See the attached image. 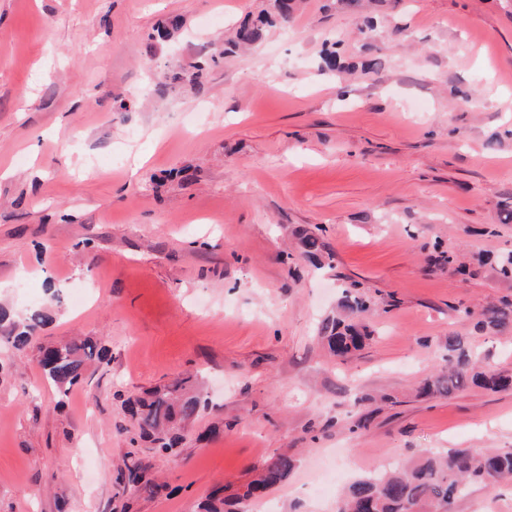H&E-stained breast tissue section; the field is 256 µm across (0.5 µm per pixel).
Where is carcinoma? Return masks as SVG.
<instances>
[{
  "label": "carcinoma",
  "mask_w": 512,
  "mask_h": 512,
  "mask_svg": "<svg viewBox=\"0 0 512 512\" xmlns=\"http://www.w3.org/2000/svg\"><path fill=\"white\" fill-rule=\"evenodd\" d=\"M292 0H270L269 9L241 23L231 46H254L262 42L273 25V18L286 23L292 17ZM211 64L204 59L192 65L190 74L180 66H171L165 79L171 86L195 82L198 72ZM304 257L321 265L332 254H324L323 244L312 234L301 239ZM371 315L368 300L354 288L342 292L336 315L326 318L319 337L328 351L345 358L359 350L369 337L366 320ZM477 327L499 333L512 326V302L491 304L478 313ZM45 311L37 308L21 321H12L0 329V343L15 349L26 348L36 332L48 323ZM446 364L425 379L419 391L424 396L451 395L471 385L491 391L512 386V377L490 369L481 370L472 361L464 340L448 337ZM109 363L108 351L86 338L79 343L50 346L41 351L40 365L46 376L63 396L77 385L85 368L93 363ZM206 405L202 391L190 380H177L143 392L127 401L126 410L132 427L141 439L155 444L159 452H167L179 443L178 429L190 423ZM295 468V460L279 455L266 462L260 473L229 497L209 496L200 512H246L233 510L263 497L279 486ZM512 477V452H477L471 448H451L443 456L428 455L403 469L381 475H367L354 480L346 489L338 512H453L456 501L466 496L474 485L493 489L502 480Z\"/></svg>",
  "instance_id": "cac0c4a2"
}]
</instances>
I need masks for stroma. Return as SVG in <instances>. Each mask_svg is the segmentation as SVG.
<instances>
[{
	"mask_svg": "<svg viewBox=\"0 0 512 512\" xmlns=\"http://www.w3.org/2000/svg\"><path fill=\"white\" fill-rule=\"evenodd\" d=\"M268 3L0 0V307L51 316L36 345L0 344V512H197L281 454L294 471L250 512H337L358 477L512 451V390L416 394L449 336L512 373V330L465 315L512 281L431 263L512 251V0H295L225 53ZM306 230L329 265L303 257ZM353 284L373 334L338 359L318 327ZM84 337L111 361L60 398L38 348ZM189 374L208 403L156 453L125 401ZM132 461L160 491L128 485ZM494 503L512 512V482L454 512ZM269 10H266L256 17L241 23L236 29L235 37L230 41L231 46L246 47L254 46L262 42L273 25V17L278 18L283 24L292 17L294 6L292 0H270ZM211 62H215L214 59H204L194 63L191 67L196 70L192 74H188L186 69L181 66H174V64L168 69L165 73V79L171 86H177L184 84L185 82L194 83L196 77L199 75V72L202 71L205 66H210Z\"/></svg>",
	"mask_w": 512,
	"mask_h": 512,
	"instance_id": "stroma-1",
	"label": "stroma"
}]
</instances>
